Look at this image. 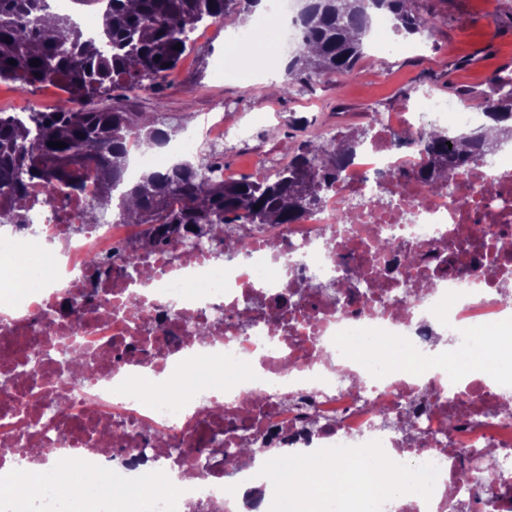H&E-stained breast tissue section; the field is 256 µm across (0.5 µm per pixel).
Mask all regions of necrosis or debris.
I'll use <instances>...</instances> for the list:
<instances>
[{
  "mask_svg": "<svg viewBox=\"0 0 512 512\" xmlns=\"http://www.w3.org/2000/svg\"><path fill=\"white\" fill-rule=\"evenodd\" d=\"M298 10L269 0L256 23L280 22L278 53L301 42ZM475 111L428 94L374 115L314 210L209 248L91 220L97 166L61 201L29 187L26 223L0 236V258L28 262L23 282L0 281V512H17L4 487L18 471L60 461L110 472L92 512L170 475L188 496H154L151 512H280L263 448H378L432 471L426 497L389 494L374 512H512V152L465 165L448 190L400 176L418 160L400 136ZM477 328L493 333L481 348ZM246 435L256 452L239 453Z\"/></svg>",
  "mask_w": 512,
  "mask_h": 512,
  "instance_id": "obj_1",
  "label": "necrosis or debris"
}]
</instances>
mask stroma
<instances>
[{
	"instance_id": "obj_1",
	"label": "stroma",
	"mask_w": 512,
	"mask_h": 512,
	"mask_svg": "<svg viewBox=\"0 0 512 512\" xmlns=\"http://www.w3.org/2000/svg\"><path fill=\"white\" fill-rule=\"evenodd\" d=\"M409 6L420 15L442 16L431 36L386 29L387 39L406 46V53L373 52L353 75L325 79L285 98L266 90L261 36L250 40L246 56L237 62L251 73L243 83L223 69L226 37L243 29V22L207 27L197 50L184 55L161 87L137 92L134 108L151 112L156 99H163L165 118L179 128L189 113L200 120L220 111L228 126L258 120L247 143L224 142V173L238 178L257 175L258 164L268 158L287 160L312 135L366 126L371 114L414 104L426 92L452 101L457 90L485 88L494 71H512V0H410ZM489 13L494 16L490 22L485 19ZM62 99L52 84L19 92L12 83H0L5 112L49 109Z\"/></svg>"
}]
</instances>
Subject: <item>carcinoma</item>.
Instances as JSON below:
<instances>
[{
	"label": "carcinoma",
	"mask_w": 512,
	"mask_h": 512,
	"mask_svg": "<svg viewBox=\"0 0 512 512\" xmlns=\"http://www.w3.org/2000/svg\"><path fill=\"white\" fill-rule=\"evenodd\" d=\"M84 5L106 3L102 36L90 38L70 16H55L57 34L44 28L48 0H0V82L35 86L59 85L67 94L50 112H0V224H19L16 201L29 186L41 183L54 202L76 188L77 169L97 164L105 173L101 199L92 215L102 214L112 192L123 183L129 147L147 149L169 142L161 113L135 112L117 101L114 88L155 89L176 69L200 25L221 26L252 12L257 0H75ZM384 10L396 20L397 32L434 30L442 18L420 16L408 0H303L300 14L305 37L290 55L281 93L323 77L350 76L366 58L363 39L371 24L368 9ZM181 49H176V44ZM37 59L40 65L30 61ZM16 64L11 65L9 61ZM489 90L470 93V100L489 105L484 116L495 122L457 136L424 129L419 171L426 181L450 183V175L493 152L492 134L512 139V74L488 79ZM356 129L341 137L318 136L303 141L288 162L270 176L227 180L222 167L202 157L181 161L164 171L144 172L121 195L117 216L123 223L157 225L156 243H185L179 227H196L191 240L211 245L224 232L249 231L267 224H293L318 205L322 194L342 178L345 163L368 137ZM50 142L66 144L52 148ZM309 172L312 180L299 175ZM259 209H254V206Z\"/></svg>",
	"instance_id": "1"
}]
</instances>
